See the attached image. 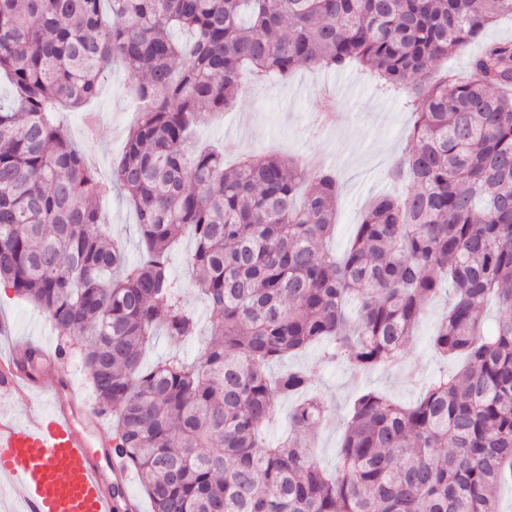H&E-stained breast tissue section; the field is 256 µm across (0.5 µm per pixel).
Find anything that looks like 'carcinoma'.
I'll list each match as a JSON object with an SVG mask.
<instances>
[{
    "label": "carcinoma",
    "instance_id": "carcinoma-1",
    "mask_svg": "<svg viewBox=\"0 0 512 512\" xmlns=\"http://www.w3.org/2000/svg\"><path fill=\"white\" fill-rule=\"evenodd\" d=\"M512 0H0V285L46 315L57 354H78L112 452L152 512H500L512 480V41L474 73L430 78ZM135 78L138 122L102 181L64 134L61 112L93 99L106 70ZM308 64H353L401 94L410 148L341 258L325 251L340 192L333 169L224 155L193 130L245 85ZM122 191L142 238L137 260L103 230ZM188 264L212 320L199 334L170 270ZM451 287L435 349L465 360L414 404L367 390L348 414L336 470L306 432L325 421L314 370L269 364L312 346L362 373L400 366L424 308ZM498 303L492 329L489 299ZM168 357L146 369L154 336ZM297 400L292 434L261 432ZM193 248V240L190 236L184 237L175 247L170 262L173 277L180 283L189 284L190 270L187 266V255Z\"/></svg>",
    "mask_w": 512,
    "mask_h": 512
}]
</instances>
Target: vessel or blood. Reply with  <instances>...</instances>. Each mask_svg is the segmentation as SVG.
<instances>
[{"label":"vessel or blood","mask_w":512,"mask_h":512,"mask_svg":"<svg viewBox=\"0 0 512 512\" xmlns=\"http://www.w3.org/2000/svg\"><path fill=\"white\" fill-rule=\"evenodd\" d=\"M0 391L27 403L23 422L0 418V479L11 484L25 512H113L114 488H127L129 473L114 462L107 484L98 454L75 427L76 413L97 411L60 377L53 392L38 395L14 359L0 361Z\"/></svg>","instance_id":"1"}]
</instances>
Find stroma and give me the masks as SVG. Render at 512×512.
Segmentation results:
<instances>
[{"label": "stroma", "mask_w": 512, "mask_h": 512, "mask_svg": "<svg viewBox=\"0 0 512 512\" xmlns=\"http://www.w3.org/2000/svg\"><path fill=\"white\" fill-rule=\"evenodd\" d=\"M132 76L124 68L108 70L98 95L85 108L63 114L71 141L86 154L103 178H111L112 164L121 154L137 112L130 95ZM336 101L345 118L337 126L313 131L311 118L320 101ZM413 117L402 98L381 91L369 70L354 66L340 73H326L300 66L288 81L270 76L261 95L240 99L223 117L198 126L201 143L224 152L226 163L243 154L299 156L311 166H332L341 192L336 208V236L329 252L343 253L366 201L385 190V175L409 144ZM108 233L121 241L129 258L141 251V236L128 201L114 193L100 203ZM441 305L427 307L411 342L403 352L400 368L353 374L347 364H325L318 372L313 392L329 409L326 425L314 431L319 465L332 470L338 460L343 418L365 388L376 389L404 402L416 400L439 374L456 369V362L442 359L432 343ZM8 330L0 334V354L20 341H32L55 350L57 338L47 318L13 290L0 291V321Z\"/></svg>", "instance_id": "35a3bbf8"}]
</instances>
